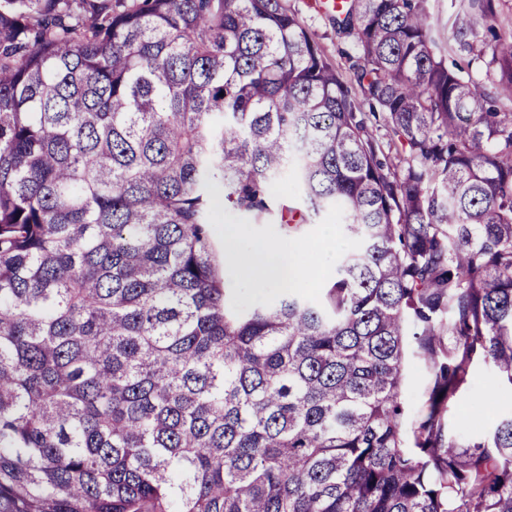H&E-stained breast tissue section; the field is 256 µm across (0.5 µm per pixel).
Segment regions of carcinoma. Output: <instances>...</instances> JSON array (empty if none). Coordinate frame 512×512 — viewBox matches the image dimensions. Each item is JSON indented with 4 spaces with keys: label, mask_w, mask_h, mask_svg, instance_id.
<instances>
[{
    "label": "carcinoma",
    "mask_w": 512,
    "mask_h": 512,
    "mask_svg": "<svg viewBox=\"0 0 512 512\" xmlns=\"http://www.w3.org/2000/svg\"><path fill=\"white\" fill-rule=\"evenodd\" d=\"M427 2L335 13L347 76L285 0H0V512H512V414L445 423L512 388V28ZM217 197L334 211L324 297L236 305ZM459 5L454 0H429L428 8L436 30L448 41L452 35L451 23ZM429 392L430 369L423 360L409 351L406 355V379L402 391L406 411L403 435L407 447L414 446L412 422L425 412ZM470 381L469 391L474 394V396L462 401L458 406L452 407L446 416V420L447 423L453 425L462 424L465 422L466 416L475 402V398L492 391L495 393L496 398L493 404L486 406V421L483 426V431H485L490 428L494 415L507 413L512 410V391L508 386L493 388V376L490 370L484 365H479L474 369Z\"/></svg>",
    "instance_id": "cac0c4a2"
}]
</instances>
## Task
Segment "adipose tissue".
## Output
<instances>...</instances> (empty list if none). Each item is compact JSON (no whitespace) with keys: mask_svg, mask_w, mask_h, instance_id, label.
Returning <instances> with one entry per match:
<instances>
[{"mask_svg":"<svg viewBox=\"0 0 512 512\" xmlns=\"http://www.w3.org/2000/svg\"><path fill=\"white\" fill-rule=\"evenodd\" d=\"M252 260L241 267L240 276L248 283L294 287L309 278L314 271V254L308 246L282 241L274 246L256 245Z\"/></svg>","mask_w":512,"mask_h":512,"instance_id":"1","label":"adipose tissue"}]
</instances>
